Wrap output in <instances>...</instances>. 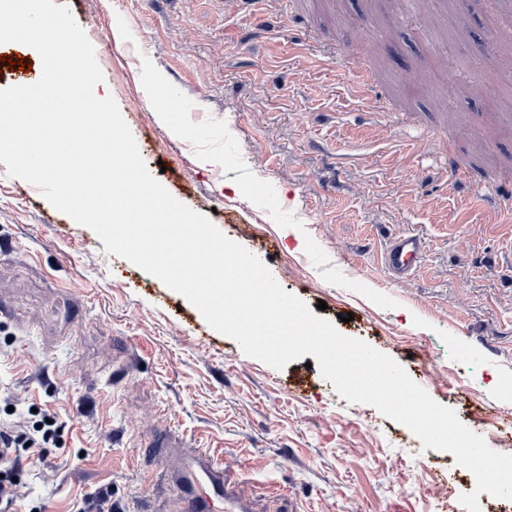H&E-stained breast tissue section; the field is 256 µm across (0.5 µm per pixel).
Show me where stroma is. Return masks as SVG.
Here are the masks:
<instances>
[{"label":"stroma","instance_id":"stroma-1","mask_svg":"<svg viewBox=\"0 0 512 512\" xmlns=\"http://www.w3.org/2000/svg\"><path fill=\"white\" fill-rule=\"evenodd\" d=\"M54 2L84 30L149 173L176 200L512 455L493 425L512 412V235L470 208L441 154L413 153L430 127L478 170L512 167L508 50L490 40L495 5L512 12V0H427L432 26L385 0H342L341 21L330 0H295L275 36L251 25L243 0ZM368 40L376 48L358 61ZM364 67L383 105L351 97ZM406 67L423 71L421 93L402 84ZM451 98L468 131L447 125L439 106ZM408 232L426 249L396 280L380 256ZM1 238L12 249L0 252V425L11 398L50 408L61 430L60 445L24 462L16 512H73L98 491L114 512H175L173 484L137 453L156 433L209 444L254 512H441L435 483L475 490L452 453L346 400L313 355L278 370L245 354L2 163Z\"/></svg>","mask_w":512,"mask_h":512}]
</instances>
